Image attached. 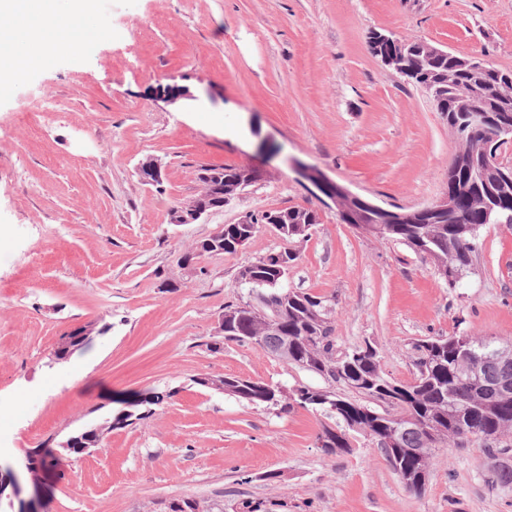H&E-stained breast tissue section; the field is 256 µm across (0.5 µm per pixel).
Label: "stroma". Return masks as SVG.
<instances>
[{"label":"stroma","mask_w":512,"mask_h":512,"mask_svg":"<svg viewBox=\"0 0 512 512\" xmlns=\"http://www.w3.org/2000/svg\"><path fill=\"white\" fill-rule=\"evenodd\" d=\"M391 30L512 71V0H96L83 56L48 60L0 97V461L22 463L148 391L168 403L108 433L99 450L41 474L42 512H512L480 443L431 460L409 494L376 443L356 433L328 455L326 419L252 405L196 384L241 376L352 398L346 387L248 343L209 347L225 305L247 300L240 268L289 248L288 289L324 297L337 355L377 348L386 376L417 375L418 340L469 334L512 347V224L481 228L455 287L407 245L358 233L309 192L296 158L388 209L447 191L460 143L425 89L373 56ZM189 97L168 103L157 88ZM158 159L161 184L137 175ZM259 168L223 210L175 225L205 166ZM300 206L307 238L270 228L233 255L182 268L221 224ZM96 332L68 359L60 338Z\"/></svg>","instance_id":"35a3bbf8"}]
</instances>
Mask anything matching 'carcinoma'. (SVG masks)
Segmentation results:
<instances>
[{
  "mask_svg": "<svg viewBox=\"0 0 512 512\" xmlns=\"http://www.w3.org/2000/svg\"><path fill=\"white\" fill-rule=\"evenodd\" d=\"M406 71L401 76L416 83L412 76L427 73L439 81L435 108L444 118L453 116L464 96L479 93L491 112L498 110L504 71L488 65L471 71L459 69V56L451 52L427 55L421 42H411L405 49ZM448 190L458 197L454 218L443 224H385L377 235L401 242L420 255H428L439 263L469 270L477 249L478 233L485 226L484 210L476 202L470 173L464 169L448 172ZM285 240L305 237L316 224L315 213L301 207L281 209ZM271 211L245 216L244 224L224 225V253L233 254V242L243 232L257 234L269 225ZM293 261L284 251L257 258L252 262L250 289L262 293L283 288L286 278L281 263ZM331 311L327 301L307 293L288 292V307L278 328L262 336L254 335L253 323L241 317L224 335L227 342L253 344L267 353L283 341L290 343L288 361L332 382L341 383L360 396L374 399L383 394L398 398L397 416L380 412L367 403L329 396L317 400L316 390L298 387L284 393L281 387L260 380L239 377L224 378V393L250 404H266L289 412L298 406L333 420L322 426L316 440L323 441L327 453L348 452L351 433H361L375 440L386 460L402 480L407 492L420 495L424 480L418 478L417 448H441L450 442L457 445L468 439L482 441L490 456L498 460L492 470L491 484L512 485V449L502 441L512 430V395H497L502 382L512 385V361L497 360L491 343L472 338L471 356L480 366V381H475L458 368L459 357L455 337L428 338L416 344L420 352L418 371L413 383L400 384L382 371L376 349L359 347L341 358L334 356Z\"/></svg>",
  "mask_w": 512,
  "mask_h": 512,
  "instance_id": "1",
  "label": "carcinoma"
}]
</instances>
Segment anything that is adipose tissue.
<instances>
[{
	"label": "adipose tissue",
	"mask_w": 512,
	"mask_h": 512,
	"mask_svg": "<svg viewBox=\"0 0 512 512\" xmlns=\"http://www.w3.org/2000/svg\"><path fill=\"white\" fill-rule=\"evenodd\" d=\"M94 0H0V84L23 82L35 67L60 54L78 52L76 24L94 13Z\"/></svg>",
	"instance_id": "ef3b65f1"
}]
</instances>
